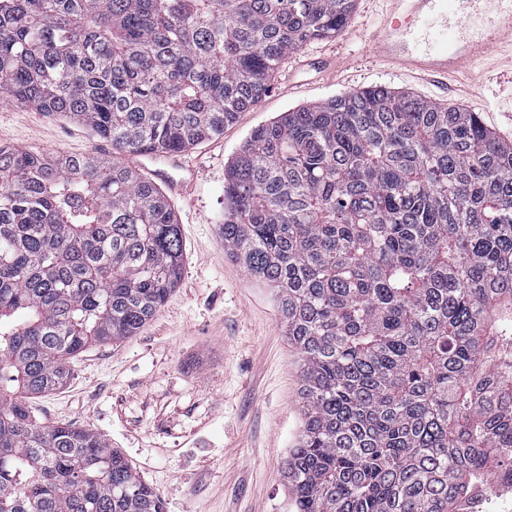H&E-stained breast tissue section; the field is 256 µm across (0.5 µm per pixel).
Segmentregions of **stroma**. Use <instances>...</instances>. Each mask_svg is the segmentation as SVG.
Listing matches in <instances>:
<instances>
[{
    "mask_svg": "<svg viewBox=\"0 0 512 512\" xmlns=\"http://www.w3.org/2000/svg\"><path fill=\"white\" fill-rule=\"evenodd\" d=\"M379 0H355L336 37L290 55L268 93L223 135L184 152L192 192L169 194L181 227V281L136 336L94 345L59 388L32 396L38 423L100 434L160 496L164 512H289L283 460L302 425L297 356L273 292L224 255V170L251 131L281 113L384 85L479 113L512 141V59L472 76L423 83L374 55ZM0 145L49 157L94 154L141 170L135 155L56 112L0 100Z\"/></svg>",
    "mask_w": 512,
    "mask_h": 512,
    "instance_id": "35a3bbf8",
    "label": "stroma"
}]
</instances>
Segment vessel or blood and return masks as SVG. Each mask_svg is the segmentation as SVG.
I'll list each match as a JSON object with an SVG mask.
<instances>
[{
  "mask_svg": "<svg viewBox=\"0 0 512 512\" xmlns=\"http://www.w3.org/2000/svg\"><path fill=\"white\" fill-rule=\"evenodd\" d=\"M370 33L375 55L401 72L430 82L471 75L492 53L512 51V0H385ZM183 167L181 154H168L155 175L185 194L191 182L170 179Z\"/></svg>",
  "mask_w": 512,
  "mask_h": 512,
  "instance_id": "obj_1",
  "label": "vessel or blood"
}]
</instances>
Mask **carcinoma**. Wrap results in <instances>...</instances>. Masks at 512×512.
Here are the masks:
<instances>
[{
    "label": "carcinoma",
    "instance_id": "carcinoma-1",
    "mask_svg": "<svg viewBox=\"0 0 512 512\" xmlns=\"http://www.w3.org/2000/svg\"><path fill=\"white\" fill-rule=\"evenodd\" d=\"M355 0H0V95L115 154L224 134ZM224 254L275 292L301 377L292 512H467L512 485V142L378 85L255 128L224 172ZM160 188L0 147V512H163L97 433L27 399L135 335L182 276Z\"/></svg>",
    "mask_w": 512,
    "mask_h": 512
}]
</instances>
